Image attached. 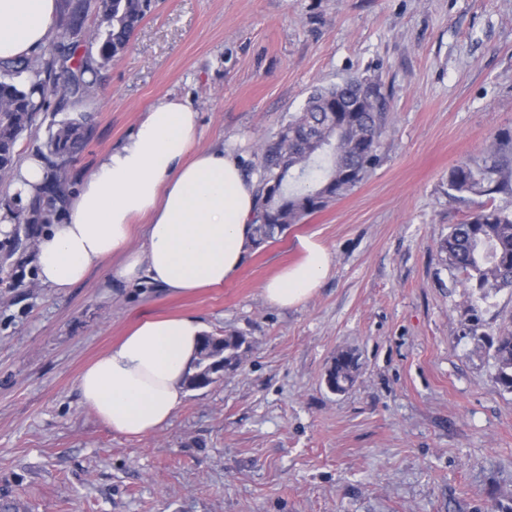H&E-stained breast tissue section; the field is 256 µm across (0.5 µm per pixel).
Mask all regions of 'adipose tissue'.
Listing matches in <instances>:
<instances>
[{
    "label": "adipose tissue",
    "mask_w": 512,
    "mask_h": 512,
    "mask_svg": "<svg viewBox=\"0 0 512 512\" xmlns=\"http://www.w3.org/2000/svg\"><path fill=\"white\" fill-rule=\"evenodd\" d=\"M59 0H0V66L32 56L47 42ZM198 114L163 97L123 144L105 155L73 194L67 223L36 237L39 281L58 291L109 264L112 279L172 295L217 288L240 271L252 245L257 185L224 149H194ZM45 168L28 154L10 174L19 203L42 186ZM146 218L141 243L133 222ZM301 257L267 280L263 293L288 308L305 302L330 268L315 236L298 239ZM205 325L182 315L141 321L79 376L87 405L113 433L139 437L171 424L198 359Z\"/></svg>",
    "instance_id": "ef3b65f1"
}]
</instances>
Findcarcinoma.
I'll use <instances>...</instances> for the list:
<instances>
[{"label":"carcinoma","instance_id":"1","mask_svg":"<svg viewBox=\"0 0 512 512\" xmlns=\"http://www.w3.org/2000/svg\"><path fill=\"white\" fill-rule=\"evenodd\" d=\"M152 4L153 0H96L100 66L127 49ZM31 70L32 65L24 60L0 75V173L13 170L16 142L36 114L44 110L47 92L55 93L60 87L68 97L82 96L96 82L86 78L90 69L81 62L67 68L70 76L61 86L54 83L49 87L39 78L22 82V74ZM352 83L364 89V111H341L344 94L339 86L318 88L301 111L284 119L276 138L264 146L258 176L255 246L347 195L375 166L385 131V98L368 79L356 77ZM82 138L79 127L72 122L61 124L52 134L46 144L51 172L18 222H49L44 200L65 201L68 158ZM507 144L512 146V141H495L483 157L454 169L448 177V190L489 196L512 186V167L502 160ZM439 251L463 276V287L478 291L482 297L512 289V212L486 208L472 213L451 228L440 242ZM479 341L493 351L497 382L512 392V329L506 327L495 336L482 335ZM245 343L246 338L240 334L204 336L196 372L188 377L187 385L194 388L201 382L209 384L224 365L239 364V350ZM357 369V356L342 350L327 370V381L334 390L343 392L353 385Z\"/></svg>","mask_w":512,"mask_h":512}]
</instances>
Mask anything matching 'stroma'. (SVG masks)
<instances>
[{
	"label": "stroma",
	"instance_id": "stroma-1",
	"mask_svg": "<svg viewBox=\"0 0 512 512\" xmlns=\"http://www.w3.org/2000/svg\"><path fill=\"white\" fill-rule=\"evenodd\" d=\"M97 24L88 10L41 60L91 57ZM352 77L386 99L377 165L224 287L169 296L96 267L58 293L36 276L35 226L0 238V512H512V392L463 333L474 317L482 333L511 325L512 292L472 295L438 250L482 206L512 210V193L448 195L453 168L512 138V0H156L90 95L48 96L15 156L83 123L75 191L168 95L198 112L196 148L235 151L254 178L282 118ZM308 235L330 270L303 304L275 306L262 286ZM167 315L246 336L242 362L187 390L171 425L112 433L77 378ZM341 349L359 370L335 394Z\"/></svg>",
	"mask_w": 512,
	"mask_h": 512
}]
</instances>
